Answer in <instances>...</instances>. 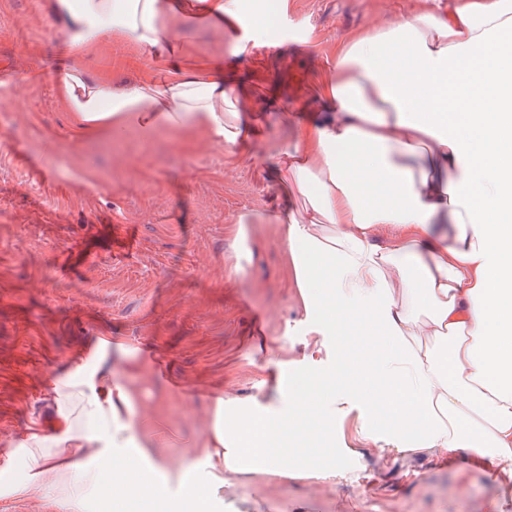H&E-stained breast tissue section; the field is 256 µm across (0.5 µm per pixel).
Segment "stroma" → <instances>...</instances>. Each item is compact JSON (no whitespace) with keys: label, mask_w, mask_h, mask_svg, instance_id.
<instances>
[{"label":"stroma","mask_w":512,"mask_h":512,"mask_svg":"<svg viewBox=\"0 0 512 512\" xmlns=\"http://www.w3.org/2000/svg\"><path fill=\"white\" fill-rule=\"evenodd\" d=\"M417 0H241L236 31L172 25L178 54L153 61L116 38L86 58L124 88L174 67L220 61L246 112H313L340 47ZM62 51L46 0H0V512H512L488 459L380 452L355 418L335 422L350 460L338 474L229 471L201 446L211 403L278 406L309 367L306 319L281 225L293 201L261 159L291 136L225 147L196 131L136 129L76 139L51 79ZM28 82H20V75ZM257 214L248 246L241 213ZM121 374L144 364L132 419L167 441L150 506L88 486L74 500L35 480L27 446L62 422L49 386L79 361ZM200 484L195 505L183 476Z\"/></svg>","instance_id":"35a3bbf8"}]
</instances>
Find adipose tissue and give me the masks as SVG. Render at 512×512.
<instances>
[{
	"label": "adipose tissue",
	"mask_w": 512,
	"mask_h": 512,
	"mask_svg": "<svg viewBox=\"0 0 512 512\" xmlns=\"http://www.w3.org/2000/svg\"><path fill=\"white\" fill-rule=\"evenodd\" d=\"M63 37L54 87L80 138L137 129L249 139L224 78L189 67L163 84L117 90L85 59L106 37L146 52L173 48L168 21L234 30L235 0H49ZM512 0H453L352 36L322 96L328 110L292 120L271 164L295 200L274 215L304 312L335 342L324 389L305 381L288 406L239 411L211 447L230 467L267 469L305 456L315 470L345 459L330 425L358 414L379 449L475 450L512 490ZM65 420L30 437L35 489L67 496L100 483L109 462L159 447L125 418L133 372L76 369L53 381ZM321 412L308 418L306 406Z\"/></svg>",
	"instance_id": "ef3b65f1"
}]
</instances>
